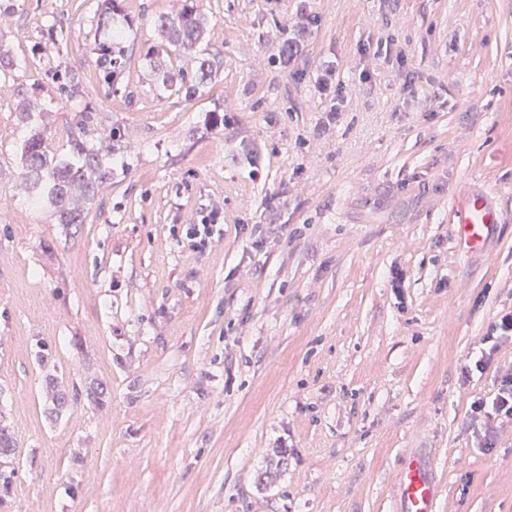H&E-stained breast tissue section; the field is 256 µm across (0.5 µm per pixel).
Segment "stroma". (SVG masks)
I'll return each instance as SVG.
<instances>
[{"mask_svg": "<svg viewBox=\"0 0 512 512\" xmlns=\"http://www.w3.org/2000/svg\"><path fill=\"white\" fill-rule=\"evenodd\" d=\"M98 3L0 0V512H399L410 453L436 512H512V421L487 450L470 416L512 369L510 344L473 368L512 309V0H114L112 90ZM187 5L214 63L192 98L144 59ZM84 110L121 138L67 226L28 203L21 147L64 148ZM470 192L504 222L461 255ZM192 224L223 231L195 251ZM97 54V63L100 76L107 86L114 85L122 72L123 51L117 47V42L112 40V46L99 45L94 49ZM482 343L486 345L475 361L476 371L486 370L494 361L495 354L508 343L512 345V310L501 313L490 324ZM13 440L5 425L0 424V505L3 504V497H6L12 487V480L15 475V467L11 459V452L14 450ZM3 496V497H2Z\"/></svg>", "mask_w": 512, "mask_h": 512, "instance_id": "stroma-1", "label": "stroma"}]
</instances>
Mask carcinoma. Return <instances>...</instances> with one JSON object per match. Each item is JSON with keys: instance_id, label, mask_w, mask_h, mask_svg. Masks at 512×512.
<instances>
[{"instance_id": "cac0c4a2", "label": "carcinoma", "mask_w": 512, "mask_h": 512, "mask_svg": "<svg viewBox=\"0 0 512 512\" xmlns=\"http://www.w3.org/2000/svg\"><path fill=\"white\" fill-rule=\"evenodd\" d=\"M206 18L195 8H184L175 15H163L157 23V31L164 45L186 56L197 57L196 81L189 83L185 74L175 77L159 53L148 56L149 66L160 92L165 93L178 88L185 95H196L213 72V63L205 57L198 56L199 48L205 38ZM100 76L107 86L114 85L122 72L123 51L112 45H99L95 48ZM19 115L23 120L43 111L37 99H24L18 105ZM95 114L77 112L69 125V151L59 155H49L42 137L33 135L24 141L21 149L20 178L30 201L36 205L50 208L58 224H82L86 218L87 204L94 201L99 192L112 182V166L107 157L112 155L110 141L116 132H110L106 138L108 144L95 142L90 138L91 126ZM36 360L45 373L47 384H57L55 364L49 354L39 350ZM12 437L6 426L0 424V505L7 496L15 475L11 459Z\"/></svg>"}]
</instances>
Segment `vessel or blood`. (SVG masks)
<instances>
[{"instance_id":"1","label":"vessel or blood","mask_w":512,"mask_h":512,"mask_svg":"<svg viewBox=\"0 0 512 512\" xmlns=\"http://www.w3.org/2000/svg\"><path fill=\"white\" fill-rule=\"evenodd\" d=\"M501 214L486 195L470 193L457 202L453 213L455 241L459 248L473 252L484 247ZM400 512H436L437 488L426 462L411 454L404 459L399 479Z\"/></svg>"}]
</instances>
